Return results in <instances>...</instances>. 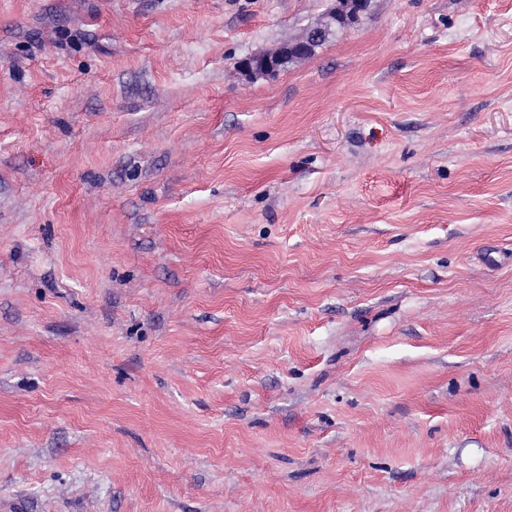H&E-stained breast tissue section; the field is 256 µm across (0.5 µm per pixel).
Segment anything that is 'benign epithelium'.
I'll return each instance as SVG.
<instances>
[{
    "label": "benign epithelium",
    "instance_id": "1",
    "mask_svg": "<svg viewBox=\"0 0 512 512\" xmlns=\"http://www.w3.org/2000/svg\"><path fill=\"white\" fill-rule=\"evenodd\" d=\"M370 0H335L330 13L318 18L309 25L310 34L306 42L285 46L277 54H255L242 59L240 68L252 77H271L276 75L285 59L291 55H306L315 51L316 47L326 38L328 27L337 32H344L354 27L361 15L368 9Z\"/></svg>",
    "mask_w": 512,
    "mask_h": 512
}]
</instances>
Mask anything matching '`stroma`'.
Wrapping results in <instances>:
<instances>
[{
  "label": "stroma",
  "instance_id": "35a3bbf8",
  "mask_svg": "<svg viewBox=\"0 0 512 512\" xmlns=\"http://www.w3.org/2000/svg\"><path fill=\"white\" fill-rule=\"evenodd\" d=\"M0 0V512H512V0ZM370 0H336L330 13L311 23L309 38L306 42L298 44L305 39L307 30L300 36L291 40L282 52L277 54H255L242 59L240 68L252 77H271L276 75L285 59L290 55H306L315 51L316 47L326 38L328 27L334 26L337 32H344L354 27L361 15L368 9Z\"/></svg>",
  "mask_w": 512,
  "mask_h": 512
}]
</instances>
